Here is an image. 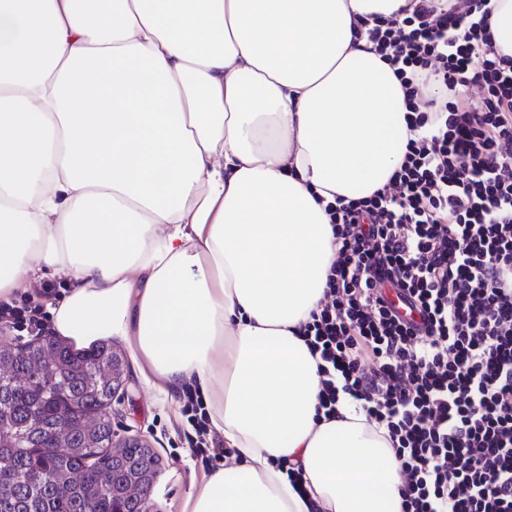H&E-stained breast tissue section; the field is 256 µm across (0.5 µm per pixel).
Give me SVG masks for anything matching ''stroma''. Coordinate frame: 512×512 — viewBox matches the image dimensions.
Here are the masks:
<instances>
[{"instance_id":"35a3bbf8","label":"stroma","mask_w":512,"mask_h":512,"mask_svg":"<svg viewBox=\"0 0 512 512\" xmlns=\"http://www.w3.org/2000/svg\"><path fill=\"white\" fill-rule=\"evenodd\" d=\"M183 406L181 395L167 400L156 397L132 364L111 402L118 439H143L161 459L150 495L152 512H182L191 480H203L209 473L184 438L189 424Z\"/></svg>"}]
</instances>
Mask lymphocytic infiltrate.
<instances>
[{"instance_id": "f902f5d3", "label": "lymphocytic infiltrate", "mask_w": 512, "mask_h": 512, "mask_svg": "<svg viewBox=\"0 0 512 512\" xmlns=\"http://www.w3.org/2000/svg\"><path fill=\"white\" fill-rule=\"evenodd\" d=\"M414 2L366 30L404 89L405 161L393 189L330 206V300L299 333L326 416L343 390L386 429L403 512H512V56L494 43L491 0ZM57 294L45 283L39 302L1 301L0 324L42 333L41 301ZM185 398L186 441L216 466L202 399Z\"/></svg>"}]
</instances>
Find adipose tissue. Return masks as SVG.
I'll list each match as a JSON object with an SVG mask.
<instances>
[{
	"label": "adipose tissue",
	"instance_id": "ef3b65f1",
	"mask_svg": "<svg viewBox=\"0 0 512 512\" xmlns=\"http://www.w3.org/2000/svg\"><path fill=\"white\" fill-rule=\"evenodd\" d=\"M411 3L0 0V300L66 277L58 336L122 340L160 395L207 390L230 457L190 512L402 510L361 401L318 420L299 327L336 260L327 204L404 160L403 88L365 31Z\"/></svg>",
	"mask_w": 512,
	"mask_h": 512
}]
</instances>
